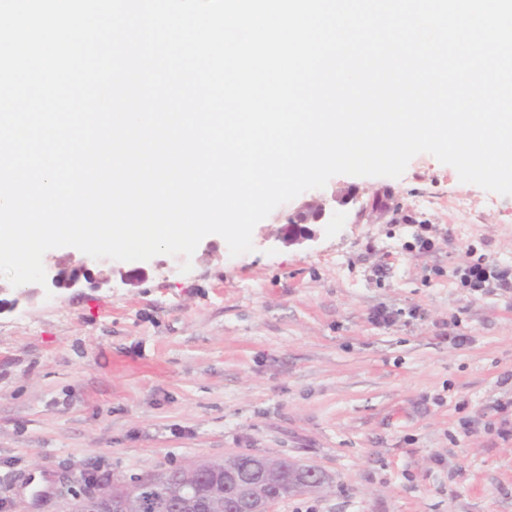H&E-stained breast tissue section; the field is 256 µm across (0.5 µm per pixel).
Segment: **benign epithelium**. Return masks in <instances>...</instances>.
<instances>
[{
	"mask_svg": "<svg viewBox=\"0 0 512 512\" xmlns=\"http://www.w3.org/2000/svg\"><path fill=\"white\" fill-rule=\"evenodd\" d=\"M326 219L324 204L306 202L289 215L279 239L290 246L312 241L316 234L307 225ZM45 273L46 286L56 289L77 288L84 282L94 286L108 282L106 278H95L84 263L69 271L58 264L49 265ZM168 474L161 470L134 479L100 483L96 490L77 498L74 512H142L143 488L164 483ZM284 475L301 490L317 491L329 484L322 471L294 460L235 455L194 464L193 476L181 477L169 507L173 512H274L280 502L274 488Z\"/></svg>",
	"mask_w": 512,
	"mask_h": 512,
	"instance_id": "benign-epithelium-1",
	"label": "benign epithelium"
}]
</instances>
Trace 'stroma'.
I'll return each mask as SVG.
<instances>
[{
    "mask_svg": "<svg viewBox=\"0 0 512 512\" xmlns=\"http://www.w3.org/2000/svg\"><path fill=\"white\" fill-rule=\"evenodd\" d=\"M386 188L412 223L358 219ZM310 200L329 222L279 241ZM252 242L233 257L209 235L190 272L161 254L137 282L0 312V512H71L97 483L240 454L329 476L275 512H512V287L461 284L477 259L512 266V196L421 153L398 178L333 176Z\"/></svg>",
    "mask_w": 512,
    "mask_h": 512,
    "instance_id": "stroma-1",
    "label": "stroma"
}]
</instances>
